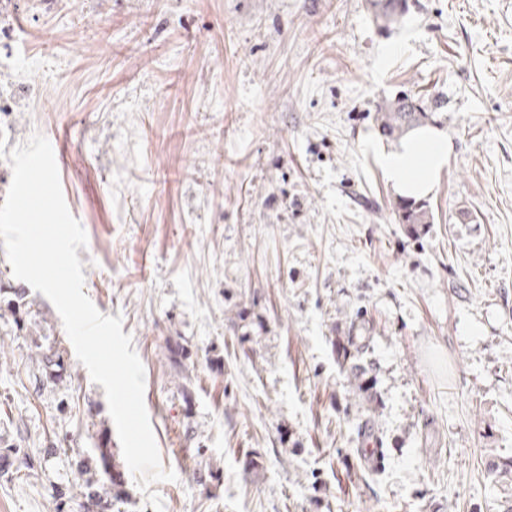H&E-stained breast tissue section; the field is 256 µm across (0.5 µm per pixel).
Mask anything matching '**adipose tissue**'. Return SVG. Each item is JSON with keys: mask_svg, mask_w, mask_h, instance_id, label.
<instances>
[{"mask_svg": "<svg viewBox=\"0 0 512 512\" xmlns=\"http://www.w3.org/2000/svg\"><path fill=\"white\" fill-rule=\"evenodd\" d=\"M449 149L442 130L424 126L411 131L393 150L382 153L381 165L399 193L422 197L432 192Z\"/></svg>", "mask_w": 512, "mask_h": 512, "instance_id": "ef3b65f1", "label": "adipose tissue"}]
</instances>
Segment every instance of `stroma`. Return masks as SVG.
I'll return each instance as SVG.
<instances>
[{"label": "stroma", "instance_id": "1", "mask_svg": "<svg viewBox=\"0 0 512 512\" xmlns=\"http://www.w3.org/2000/svg\"><path fill=\"white\" fill-rule=\"evenodd\" d=\"M407 3L0 0V202L12 148L66 134L83 292L177 475L138 488L0 246V449L29 461L0 512H87L101 448L116 512H512V0ZM407 96L450 142L413 231L375 120Z\"/></svg>", "mask_w": 512, "mask_h": 512}]
</instances>
